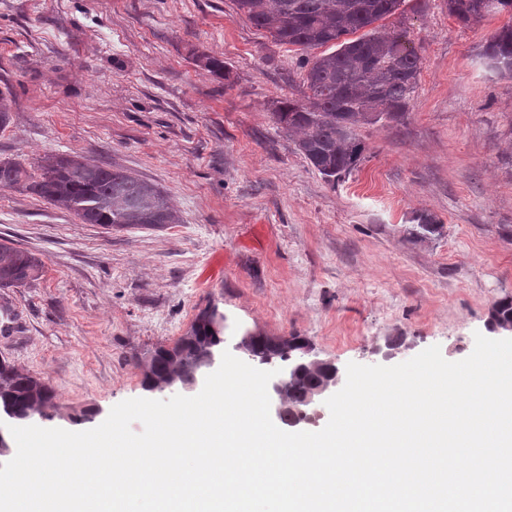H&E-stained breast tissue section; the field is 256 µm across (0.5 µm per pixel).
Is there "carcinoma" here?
I'll return each mask as SVG.
<instances>
[{"label": "carcinoma", "instance_id": "carcinoma-1", "mask_svg": "<svg viewBox=\"0 0 512 512\" xmlns=\"http://www.w3.org/2000/svg\"><path fill=\"white\" fill-rule=\"evenodd\" d=\"M403 0H234L237 13L278 45L303 51H332L304 59L303 97L276 105L273 119L292 138L298 151L329 183L351 174L365 159L356 130L365 124L397 122L414 100L421 57L402 38L387 36L372 25L399 10ZM512 12V0H448V14L459 22H478L490 13ZM365 30L353 39L351 35ZM489 66L512 77V25L502 27L487 43ZM21 186L53 206L73 212L84 224L129 227L175 224L176 212L166 193L127 170L92 163L82 155L47 157L33 177L19 162L0 161V188ZM434 217L420 218L413 235L423 239L439 232ZM42 261L34 254L0 242V288L36 279ZM489 317L512 319V298L497 300ZM303 337H264L251 344L257 359L288 366V347ZM224 352V313L218 306L200 310L189 330L173 345H159L135 355L145 390L189 385L209 370ZM324 373L302 368L288 379L281 399L288 407L281 424L322 381ZM49 383L0 359V422H29L53 405Z\"/></svg>", "mask_w": 512, "mask_h": 512}]
</instances>
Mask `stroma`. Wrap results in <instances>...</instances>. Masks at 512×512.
I'll return each mask as SVG.
<instances>
[{"instance_id": "35a3bbf8", "label": "stroma", "mask_w": 512, "mask_h": 512, "mask_svg": "<svg viewBox=\"0 0 512 512\" xmlns=\"http://www.w3.org/2000/svg\"><path fill=\"white\" fill-rule=\"evenodd\" d=\"M507 25H464L446 0L380 20L421 56L417 93L403 120L359 129L364 161L331 184L272 118L301 97L303 51L233 0H0V161L34 173L80 152L157 184L180 217L84 224L0 190V242L43 263L0 289V357L57 393L37 426L89 430L144 397L133 355L173 344L211 302L227 335L305 336L341 369L433 345L468 357L491 303L512 297V80L482 56ZM427 213L441 229L413 239Z\"/></svg>"}]
</instances>
